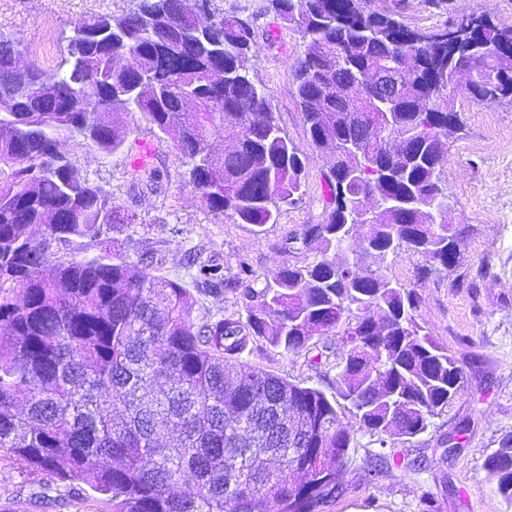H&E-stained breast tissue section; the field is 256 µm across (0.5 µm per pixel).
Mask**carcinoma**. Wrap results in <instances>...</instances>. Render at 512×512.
<instances>
[{
  "label": "carcinoma",
  "instance_id": "cac0c4a2",
  "mask_svg": "<svg viewBox=\"0 0 512 512\" xmlns=\"http://www.w3.org/2000/svg\"><path fill=\"white\" fill-rule=\"evenodd\" d=\"M197 2L86 16L58 68L31 63L25 83L21 43L0 36V451L109 512H323L355 447L343 415L392 448L459 393L463 368L383 263L412 251L424 276L457 268L476 228L448 223L437 139L461 125L459 76L476 99L512 101V25L472 7L458 18L477 23L470 38L445 27L400 43L409 27L363 0H268L304 42L293 93L328 164L329 209L304 225L314 260L256 286L241 270L239 309L199 322L181 283L110 255V231L136 214L60 150L76 136L116 153L127 129L115 115L138 112L173 142L206 210L258 235L297 203L306 162L249 66L253 24ZM379 64L399 85L388 101L355 93ZM100 103L114 118L86 111ZM226 130L234 145L218 154ZM57 244L99 254L54 264ZM257 340L316 368L335 360L334 384L247 366ZM483 467L512 508V435Z\"/></svg>",
  "mask_w": 512,
  "mask_h": 512
}]
</instances>
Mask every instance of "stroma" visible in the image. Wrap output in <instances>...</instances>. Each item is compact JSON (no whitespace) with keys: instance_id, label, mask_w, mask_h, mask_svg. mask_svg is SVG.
Segmentation results:
<instances>
[{"instance_id":"stroma-1","label":"stroma","mask_w":512,"mask_h":512,"mask_svg":"<svg viewBox=\"0 0 512 512\" xmlns=\"http://www.w3.org/2000/svg\"><path fill=\"white\" fill-rule=\"evenodd\" d=\"M475 6L487 17L512 24V0H365L368 10L386 12L410 28L428 31L450 24L460 9ZM133 0H0V35L26 48L48 44L45 66L57 68L72 26L88 15L128 11ZM214 12L250 19L255 47L250 64L270 92L281 128L301 149H308L304 116L293 95L292 65L303 50L295 29L267 11V0H212ZM461 127L449 136L442 178L451 208L448 219L471 224L478 232L462 248L458 274L476 288H454L445 273L417 279L420 255L388 256L387 274L422 297L419 320L448 345L464 369L463 388L431 431L396 442L388 470L366 481L363 466L374 447L368 433L356 431L354 460L342 474L344 493L325 512H512L487 478L483 462L500 439L512 433V103L482 101L458 94ZM129 134L115 154L66 137L61 150L116 204L135 211L137 220L112 230L111 253L132 262L152 258L159 273L180 281L193 293L195 317L205 321L235 311V296L200 290V266L218 267L225 276L240 268L261 280L287 263L313 260L306 248L286 249L289 235L317 224L326 209L324 158L311 159L306 193L263 235L205 210L189 168L168 139L155 135L137 113H124ZM150 150L153 185L131 193L134 161ZM252 368L293 381L320 384L306 355L285 356L264 342L244 356ZM0 512H106L92 492L76 495L68 484L34 471L0 452Z\"/></svg>"}]
</instances>
